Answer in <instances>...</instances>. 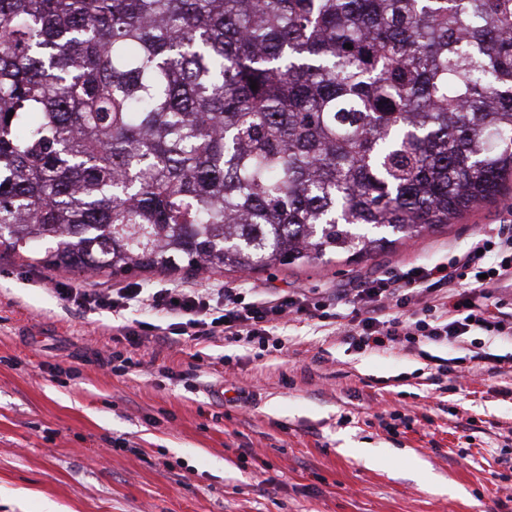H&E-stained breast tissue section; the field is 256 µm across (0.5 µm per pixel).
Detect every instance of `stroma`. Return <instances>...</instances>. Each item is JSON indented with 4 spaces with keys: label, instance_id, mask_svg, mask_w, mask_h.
<instances>
[{
    "label": "stroma",
    "instance_id": "stroma-1",
    "mask_svg": "<svg viewBox=\"0 0 512 512\" xmlns=\"http://www.w3.org/2000/svg\"><path fill=\"white\" fill-rule=\"evenodd\" d=\"M492 224L512 225V214L486 204L363 258L247 274L51 275L89 291L137 282L310 294L443 259ZM41 271L0 249V512H512V470L492 475L498 456H512V374L435 391V357L459 349L359 353L319 322L288 321L274 330L279 351L183 338L116 375L96 351L115 327L162 324L164 313L73 308L35 287ZM241 391L252 396L244 408L233 402ZM382 409L413 422L387 431Z\"/></svg>",
    "mask_w": 512,
    "mask_h": 512
}]
</instances>
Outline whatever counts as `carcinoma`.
<instances>
[{
  "mask_svg": "<svg viewBox=\"0 0 512 512\" xmlns=\"http://www.w3.org/2000/svg\"><path fill=\"white\" fill-rule=\"evenodd\" d=\"M510 180L512 0H0V247L47 267L364 256Z\"/></svg>",
  "mask_w": 512,
  "mask_h": 512,
  "instance_id": "obj_1",
  "label": "carcinoma"
}]
</instances>
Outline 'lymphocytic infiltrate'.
Listing matches in <instances>:
<instances>
[{"label":"lymphocytic infiltrate","instance_id":"f902f5d3","mask_svg":"<svg viewBox=\"0 0 512 512\" xmlns=\"http://www.w3.org/2000/svg\"><path fill=\"white\" fill-rule=\"evenodd\" d=\"M512 287V225L496 224L474 237L465 250L436 262L389 271L349 289L343 296L324 291L246 298L239 288H153L124 286L102 292L62 288L58 294L80 310L114 313L133 305L165 313V325L126 328L133 352L144 346L216 337L246 347L266 345L275 323L316 320L330 326L342 343L357 352L388 353L426 346H464L471 332L512 340V315L502 290ZM504 356L486 351L469 358L440 359L432 384L444 378L503 372Z\"/></svg>","mask_w":512,"mask_h":512}]
</instances>
